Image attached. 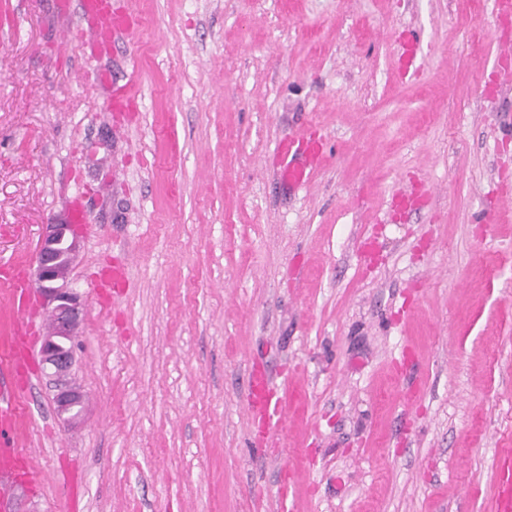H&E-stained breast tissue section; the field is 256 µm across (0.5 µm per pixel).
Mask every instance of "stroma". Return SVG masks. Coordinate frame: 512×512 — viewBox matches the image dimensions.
<instances>
[{
  "mask_svg": "<svg viewBox=\"0 0 512 512\" xmlns=\"http://www.w3.org/2000/svg\"><path fill=\"white\" fill-rule=\"evenodd\" d=\"M113 2L139 25L97 54L61 0H0V273L32 277L43 225L86 217L84 422L37 362L13 373L9 441L39 482L11 512H496L512 20L495 0ZM306 132L326 152L291 187L280 145ZM256 367L283 407L262 454Z\"/></svg>",
  "mask_w": 512,
  "mask_h": 512,
  "instance_id": "35a3bbf8",
  "label": "stroma"
}]
</instances>
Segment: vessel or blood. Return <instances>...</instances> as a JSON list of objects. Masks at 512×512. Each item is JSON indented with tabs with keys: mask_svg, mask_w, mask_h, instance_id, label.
<instances>
[{
	"mask_svg": "<svg viewBox=\"0 0 512 512\" xmlns=\"http://www.w3.org/2000/svg\"><path fill=\"white\" fill-rule=\"evenodd\" d=\"M82 16L90 27L85 36L94 47H111L112 43L131 35L133 23L130 16L114 10L112 0H75ZM280 150L288 155L287 166L282 170V179L290 184H302L312 176L317 159L324 152L319 140H289L283 142ZM7 283L18 304L20 321L11 341L0 345V432L14 424L18 413L17 391L8 372L19 361L33 359L36 344L31 336L47 329L48 319L38 304V298L31 286L23 279L11 277ZM246 406L258 420L261 429H268L279 411L273 402L270 378L261 370L251 371L247 382ZM23 453L17 448L0 450V512H9L11 495L19 480L16 463ZM500 483L496 512H512V450L505 451L499 458Z\"/></svg>",
	"mask_w": 512,
	"mask_h": 512,
	"instance_id": "vessel-or-blood-1",
	"label": "vessel or blood"
}]
</instances>
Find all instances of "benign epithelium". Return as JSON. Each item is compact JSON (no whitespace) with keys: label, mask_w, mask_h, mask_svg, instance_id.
<instances>
[{"label":"benign epithelium","mask_w":512,"mask_h":512,"mask_svg":"<svg viewBox=\"0 0 512 512\" xmlns=\"http://www.w3.org/2000/svg\"><path fill=\"white\" fill-rule=\"evenodd\" d=\"M81 232L71 218L43 225L36 252L35 286L52 314L54 326L43 338L41 364L55 388L53 402L58 418L74 425L80 418L84 394L71 380L73 341L83 321V303L59 270L79 256Z\"/></svg>","instance_id":"obj_1"}]
</instances>
